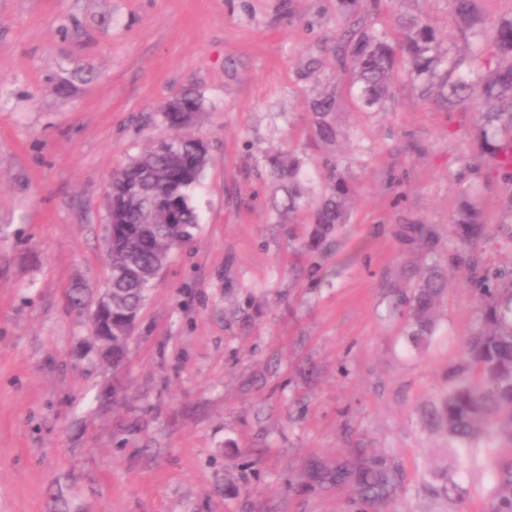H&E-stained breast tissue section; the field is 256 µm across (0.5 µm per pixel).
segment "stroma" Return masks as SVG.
<instances>
[{
  "instance_id": "1",
  "label": "stroma",
  "mask_w": 512,
  "mask_h": 512,
  "mask_svg": "<svg viewBox=\"0 0 512 512\" xmlns=\"http://www.w3.org/2000/svg\"><path fill=\"white\" fill-rule=\"evenodd\" d=\"M466 54L450 0H404ZM346 0H0V512H423L433 440L417 410L477 318L451 221L476 195L481 272L512 271V181L480 153L469 109L396 75L386 111L338 106L331 152L350 219L310 250L272 210L265 159L319 156L309 105L336 79ZM203 102L208 146L194 241L171 254L120 365L66 294L108 276L115 169ZM431 225L437 253L412 231ZM439 262L449 288L413 350L389 290ZM377 457L390 504L311 482L310 463Z\"/></svg>"
}]
</instances>
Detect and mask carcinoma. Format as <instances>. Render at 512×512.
Here are the masks:
<instances>
[{
	"instance_id": "1",
	"label": "carcinoma",
	"mask_w": 512,
	"mask_h": 512,
	"mask_svg": "<svg viewBox=\"0 0 512 512\" xmlns=\"http://www.w3.org/2000/svg\"><path fill=\"white\" fill-rule=\"evenodd\" d=\"M468 54L451 56L435 28L420 16L397 13L389 35L354 19L335 49L336 90L310 106L309 138L333 146L342 136L337 123L338 93L362 112H383L395 97L394 74L403 68L414 86L427 94L437 86L448 111L471 108L484 151L493 160L512 149V60L492 64V55L512 57V19L483 33L476 0H451ZM201 105L190 91L174 94L160 106L174 149L147 146L112 175L105 230L112 231L107 251L112 265V348L124 349L126 314L141 309L162 264L172 251L188 245L201 223L195 190L201 184L208 151L187 134ZM306 160L290 153L271 156L268 172L276 191L272 208L288 218L303 216L309 240L321 247L340 224L349 221L352 186L330 154L313 161L322 169L319 191L306 185ZM478 204L465 201L452 224L461 248L490 232ZM479 284L478 319L463 341L452 374L419 409V423L441 440L428 459L418 492L435 502H462L491 493L490 512H512V460L497 462L489 441L512 447V272ZM448 291V274L436 262L420 269L412 286L399 292L409 306L408 332L415 347L429 345L440 328L439 309ZM491 473L492 487L469 481L471 473ZM310 478L331 485L350 481L364 503L387 504L397 491L393 470L381 459L355 464H316Z\"/></svg>"
}]
</instances>
